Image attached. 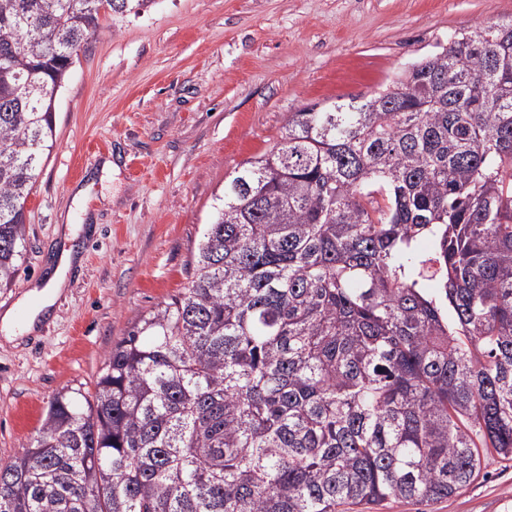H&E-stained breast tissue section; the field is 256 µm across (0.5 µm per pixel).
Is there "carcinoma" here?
<instances>
[{
	"instance_id": "cac0c4a2",
	"label": "carcinoma",
	"mask_w": 512,
	"mask_h": 512,
	"mask_svg": "<svg viewBox=\"0 0 512 512\" xmlns=\"http://www.w3.org/2000/svg\"><path fill=\"white\" fill-rule=\"evenodd\" d=\"M152 3L0 0L1 287L68 71ZM219 201L188 287L0 462L6 512H343L512 460V20L290 113Z\"/></svg>"
}]
</instances>
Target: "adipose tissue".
Listing matches in <instances>:
<instances>
[{
    "label": "adipose tissue",
    "instance_id": "obj_1",
    "mask_svg": "<svg viewBox=\"0 0 512 512\" xmlns=\"http://www.w3.org/2000/svg\"><path fill=\"white\" fill-rule=\"evenodd\" d=\"M76 261L72 251H62L54 274L47 280L41 290L36 291L34 298H21V305L31 306L32 311L25 324H17L15 309L9 308L0 314V335L6 341L13 342L23 335L38 330L43 316L50 313L55 301L61 295L65 284V274Z\"/></svg>",
    "mask_w": 512,
    "mask_h": 512
}]
</instances>
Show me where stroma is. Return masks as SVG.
I'll use <instances>...</instances> for the list:
<instances>
[{
	"label": "stroma",
	"mask_w": 512,
	"mask_h": 512,
	"mask_svg": "<svg viewBox=\"0 0 512 512\" xmlns=\"http://www.w3.org/2000/svg\"><path fill=\"white\" fill-rule=\"evenodd\" d=\"M512 18V0H155L113 16L60 89L53 141L25 206L23 256L0 312L55 269L51 317L0 338V461L20 455L65 389L93 394L113 345L188 284V263L235 168L289 113L366 96L446 44ZM348 512H512V462L450 498Z\"/></svg>",
	"instance_id": "stroma-1"
}]
</instances>
